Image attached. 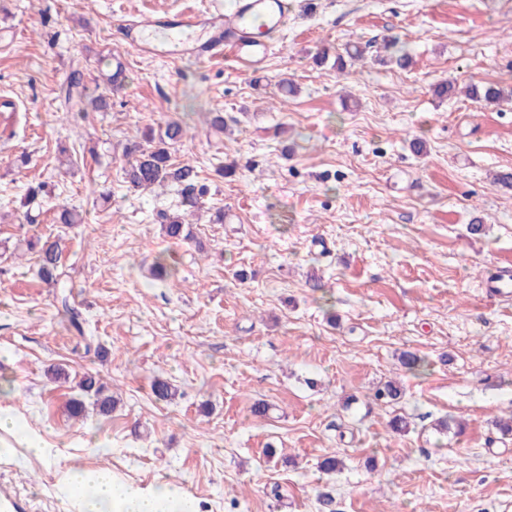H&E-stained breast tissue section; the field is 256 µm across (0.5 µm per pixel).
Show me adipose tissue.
Here are the masks:
<instances>
[{"label": "adipose tissue", "instance_id": "adipose-tissue-1", "mask_svg": "<svg viewBox=\"0 0 512 512\" xmlns=\"http://www.w3.org/2000/svg\"><path fill=\"white\" fill-rule=\"evenodd\" d=\"M53 489L65 512H200L198 500L172 483L140 484L76 459L56 468Z\"/></svg>", "mask_w": 512, "mask_h": 512}]
</instances>
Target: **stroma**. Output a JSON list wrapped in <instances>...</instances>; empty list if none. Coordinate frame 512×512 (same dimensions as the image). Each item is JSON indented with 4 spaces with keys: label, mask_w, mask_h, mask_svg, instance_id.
Wrapping results in <instances>:
<instances>
[{
    "label": "stroma",
    "mask_w": 512,
    "mask_h": 512,
    "mask_svg": "<svg viewBox=\"0 0 512 512\" xmlns=\"http://www.w3.org/2000/svg\"><path fill=\"white\" fill-rule=\"evenodd\" d=\"M204 2L0 0V408L51 450L0 462V487L25 512H62L53 472L76 456L180 484L202 512H324L322 492L338 512H512V434L495 426L512 416V300L487 286L512 278V189L493 181L512 171V0H297L257 75L143 54L117 25ZM390 36L410 68L377 63ZM350 42L364 59L345 73L314 63ZM117 56L125 89L66 120ZM75 70L83 88L67 102ZM444 80L455 90L441 98ZM473 84L511 97L473 99ZM169 120L188 130L175 159L209 189L185 241L157 217L180 210L177 188L123 179L128 141ZM59 204L85 223H54ZM49 236L85 335L26 246ZM161 254L177 268L165 282L150 275ZM405 351L426 369L403 368ZM87 375L114 397L110 415L79 388ZM158 377L174 400L154 396ZM388 380L403 395L377 404ZM397 415L407 432L390 428ZM329 456L341 471L319 469Z\"/></svg>",
    "instance_id": "stroma-1"
}]
</instances>
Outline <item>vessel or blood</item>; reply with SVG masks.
<instances>
[{
	"label": "vessel or blood",
	"instance_id": "obj_1",
	"mask_svg": "<svg viewBox=\"0 0 512 512\" xmlns=\"http://www.w3.org/2000/svg\"><path fill=\"white\" fill-rule=\"evenodd\" d=\"M287 11V0H237L230 12L222 0H210L203 9L179 14V36L157 43L144 39L139 21L125 20L120 27L137 50L157 56L189 54L205 63L222 59L238 70L254 72L270 52L260 31L280 27Z\"/></svg>",
	"mask_w": 512,
	"mask_h": 512
}]
</instances>
